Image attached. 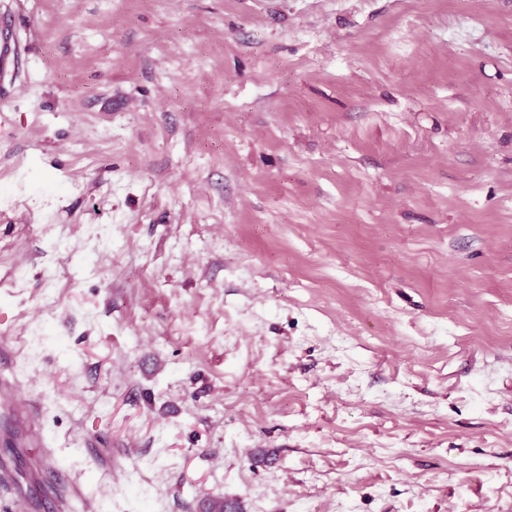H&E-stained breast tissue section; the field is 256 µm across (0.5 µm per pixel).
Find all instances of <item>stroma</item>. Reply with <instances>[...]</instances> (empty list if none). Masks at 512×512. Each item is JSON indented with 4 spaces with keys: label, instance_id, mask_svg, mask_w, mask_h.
I'll use <instances>...</instances> for the list:
<instances>
[{
    "label": "stroma",
    "instance_id": "obj_1",
    "mask_svg": "<svg viewBox=\"0 0 512 512\" xmlns=\"http://www.w3.org/2000/svg\"><path fill=\"white\" fill-rule=\"evenodd\" d=\"M0 512H512V0H0ZM46 447V448H47ZM15 365L13 354L5 347L0 348V414L6 426L20 431L30 442L45 448L37 427L33 409L26 406L20 397V387L12 376Z\"/></svg>",
    "mask_w": 512,
    "mask_h": 512
}]
</instances>
